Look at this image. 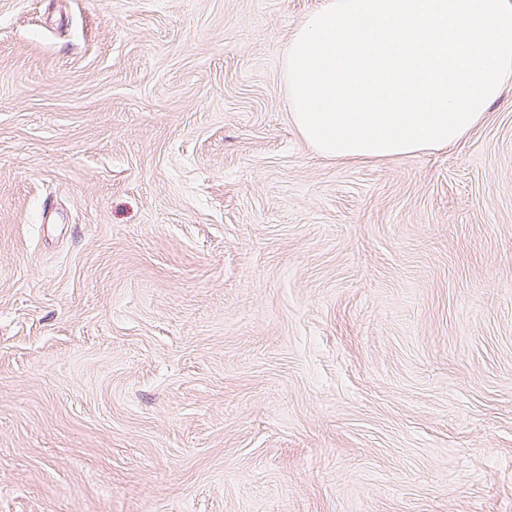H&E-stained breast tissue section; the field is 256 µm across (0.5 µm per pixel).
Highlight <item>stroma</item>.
Segmentation results:
<instances>
[{
    "label": "stroma",
    "mask_w": 512,
    "mask_h": 512,
    "mask_svg": "<svg viewBox=\"0 0 512 512\" xmlns=\"http://www.w3.org/2000/svg\"><path fill=\"white\" fill-rule=\"evenodd\" d=\"M321 0H0V512H512V84L322 156Z\"/></svg>",
    "instance_id": "obj_1"
}]
</instances>
